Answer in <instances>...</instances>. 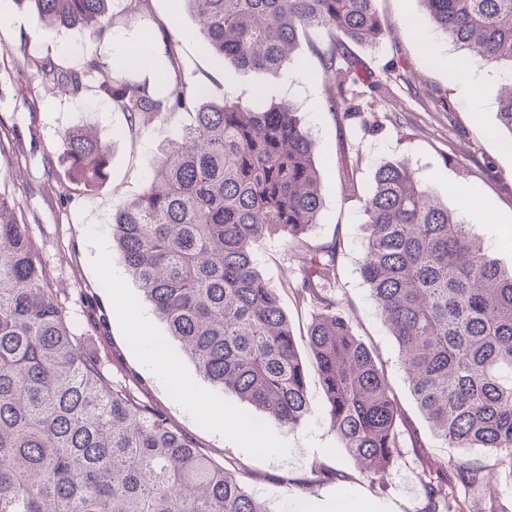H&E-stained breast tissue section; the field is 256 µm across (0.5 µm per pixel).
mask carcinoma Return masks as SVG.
I'll return each instance as SVG.
<instances>
[{"instance_id":"1","label":"carcinoma","mask_w":512,"mask_h":512,"mask_svg":"<svg viewBox=\"0 0 512 512\" xmlns=\"http://www.w3.org/2000/svg\"><path fill=\"white\" fill-rule=\"evenodd\" d=\"M49 24L102 38L111 0H20ZM227 72H276L293 62L299 34L320 30L327 48L303 74L350 115L344 86L363 75L349 44L376 43V0H182ZM429 22L463 60L508 67L499 99L512 136V0H421ZM170 69L93 55L81 67L33 60L43 92L81 96L87 80L130 127L193 109L195 122L153 163L144 190L112 213V238L128 274L210 383L281 425L309 412L307 367L279 294L256 267L254 245L280 234L297 265L298 297L313 307L306 342L339 447L378 475L400 454L402 410L368 346L327 291L340 244L308 232L322 209L315 144L287 103L255 107L210 96L185 80L171 35ZM110 145L76 127L63 133L64 178L103 186ZM360 274L393 336L411 395L450 448L496 454L512 476V271L406 162L379 166L363 199ZM79 326L50 287L45 266L0 194V512H272L252 496L245 468L216 464L129 388L86 355ZM481 498L500 497L479 458L451 461ZM431 508L456 512L448 484H424Z\"/></svg>"}]
</instances>
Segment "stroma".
<instances>
[{"instance_id": "1", "label": "stroma", "mask_w": 512, "mask_h": 512, "mask_svg": "<svg viewBox=\"0 0 512 512\" xmlns=\"http://www.w3.org/2000/svg\"><path fill=\"white\" fill-rule=\"evenodd\" d=\"M376 8L389 31L379 43L354 52L389 87L380 95L354 86L348 97L355 111L340 121L324 88L295 66L226 76L181 0H149L142 16L118 18L100 39L50 26L16 0H0V126L18 143L15 153L0 155V192L14 198L69 318L83 327L84 352L102 358L113 380L158 408L214 461L251 470L248 489L271 512H426L420 481L426 471L453 488L458 512H487L449 465L469 458V451L444 447L413 400L398 349L359 266L362 199L381 164L405 159L492 257L512 268V149L498 130L500 78L487 72L477 88L482 104L473 106L460 93L464 75L455 63L461 51L429 23L421 0H376ZM146 31L173 34L186 81L204 84L215 98L289 102L314 141L323 206L309 237L315 244L340 239L336 300L373 351L404 412L402 456L385 473L361 474L338 447L315 369L307 371L310 411L298 428L263 417L204 379L126 272L112 242V213L122 199L143 190L151 161L193 116L182 112L131 130L125 114L95 88L77 98L44 97L42 75L32 61L48 56L76 68L91 55L130 53ZM77 126L96 128L112 149L110 176L94 191L53 185L60 138ZM343 158L358 167L357 192L341 186ZM254 257L279 291L296 333L305 332L313 309L297 296L298 275L282 237L267 236ZM162 372L170 380L159 381ZM318 468L331 472V480L314 481Z\"/></svg>"}]
</instances>
